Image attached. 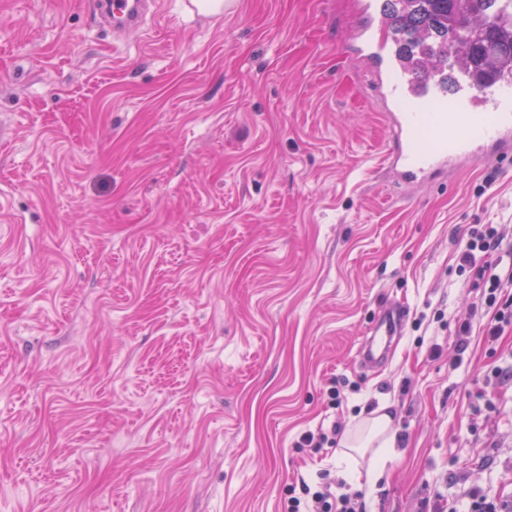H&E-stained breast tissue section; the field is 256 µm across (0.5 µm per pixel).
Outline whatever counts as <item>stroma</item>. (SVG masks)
<instances>
[{"label": "stroma", "mask_w": 512, "mask_h": 512, "mask_svg": "<svg viewBox=\"0 0 512 512\" xmlns=\"http://www.w3.org/2000/svg\"><path fill=\"white\" fill-rule=\"evenodd\" d=\"M357 20L156 0L115 36L95 0H0V512H285L322 473L361 512L512 505V325L457 335L487 292L460 244L512 249V160L380 170ZM378 410L384 467L297 445ZM405 319L400 308L385 307L372 327V340L367 346V357L372 367L386 363L393 338Z\"/></svg>", "instance_id": "obj_1"}]
</instances>
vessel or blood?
<instances>
[{"instance_id":"b4317fda","label":"vessel or blood","mask_w":512,"mask_h":512,"mask_svg":"<svg viewBox=\"0 0 512 512\" xmlns=\"http://www.w3.org/2000/svg\"><path fill=\"white\" fill-rule=\"evenodd\" d=\"M146 0H108L107 13L116 28L143 27ZM364 25L359 34L379 99L388 110L393 146L386 163L398 177L417 180L487 153H512V76L474 88L459 83L445 96L439 79L415 82L393 47L378 0H363ZM405 319L402 309L384 308L372 327L367 346L371 366L386 363L393 338Z\"/></svg>"}]
</instances>
